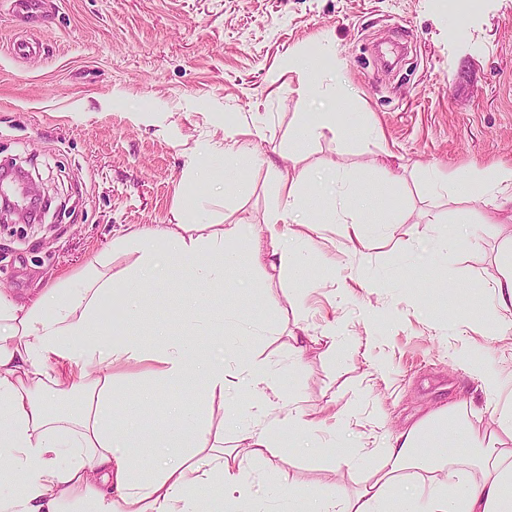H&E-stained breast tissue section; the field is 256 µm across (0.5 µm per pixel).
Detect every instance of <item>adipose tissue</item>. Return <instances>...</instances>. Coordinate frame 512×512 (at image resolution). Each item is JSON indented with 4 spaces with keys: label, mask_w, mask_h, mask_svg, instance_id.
<instances>
[{
    "label": "adipose tissue",
    "mask_w": 512,
    "mask_h": 512,
    "mask_svg": "<svg viewBox=\"0 0 512 512\" xmlns=\"http://www.w3.org/2000/svg\"><path fill=\"white\" fill-rule=\"evenodd\" d=\"M202 177L199 165H190L172 223L131 231L111 252L93 256L79 274L82 287L52 282L25 303L0 291V464L9 463L16 488L0 512H64L69 504L78 512H196L191 492L204 467L216 473L222 489L212 512H251L241 461L208 443L197 419L150 430L122 446L112 420V371L120 366L145 367L148 376L167 384L193 382L208 396L223 394L233 380L252 390L274 384L264 362L242 365L233 353L204 363L191 343L143 347L133 330L144 308L131 311L120 331L112 329V290L119 284L113 254H135L120 283L134 295L143 278L159 269L195 288L223 280L224 242L240 227L189 221ZM304 181L301 169L281 178L277 201L264 223L253 227L251 267L274 258L287 270L281 241L302 205ZM62 397L78 399L79 411L54 413L53 402ZM447 424L443 410L392 434L363 487L351 496L322 498L316 512H512V448L497 442L501 434L512 439V405L498 408L497 433L457 427L456 444L474 451L479 479L452 467L447 483L415 480L419 449L434 447L435 432ZM144 447L165 449L163 465L143 466L138 451Z\"/></svg>",
    "instance_id": "obj_1"
}]
</instances>
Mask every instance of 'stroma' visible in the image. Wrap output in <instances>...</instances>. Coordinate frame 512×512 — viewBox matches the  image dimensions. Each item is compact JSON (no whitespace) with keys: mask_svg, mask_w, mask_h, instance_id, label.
I'll list each match as a JSON object with an SVG mask.
<instances>
[{"mask_svg":"<svg viewBox=\"0 0 512 512\" xmlns=\"http://www.w3.org/2000/svg\"><path fill=\"white\" fill-rule=\"evenodd\" d=\"M11 3L0 0V160H27L66 201L45 223L0 224V290L15 300L60 277L81 287L77 272L128 228L170 223L189 161L226 162L225 127L256 161L225 195L200 188L193 223L228 212L262 223L280 174L296 162L308 172L301 196L317 227L291 240L293 273L250 268L241 236L225 242L238 265L207 294L148 288L171 343L194 312L211 319L206 347L220 357L241 325L239 348L265 361L279 396L161 386L129 409L127 427L175 425L178 400L195 409L209 441L241 454L253 512L354 493L394 431L459 399L470 401L460 420L493 428L470 363L512 383V324L485 300L512 220L483 221L499 189L463 202L433 183L512 168V0H44L31 20ZM19 40L43 49L16 56ZM310 54L325 68L304 93L294 61ZM336 96L375 132L299 136ZM332 177L393 198L387 239L351 249L338 214L310 192ZM450 227L459 243L435 252ZM301 331L312 341L298 359L290 336ZM285 400L323 431L274 461L248 457L240 431ZM351 452L358 461L344 465Z\"/></svg>","mask_w":512,"mask_h":512,"instance_id":"1","label":"stroma"}]
</instances>
